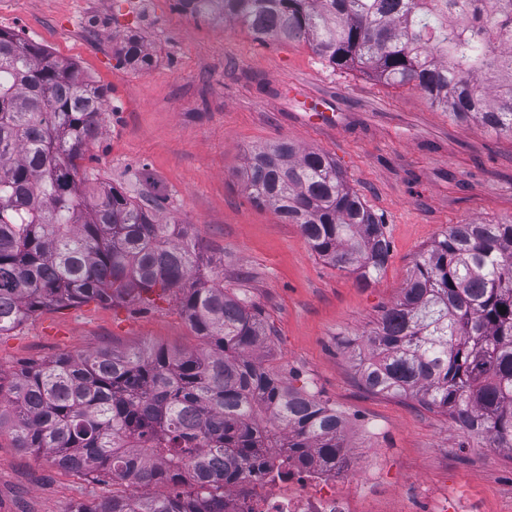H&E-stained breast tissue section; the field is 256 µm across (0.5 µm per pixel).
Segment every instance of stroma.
Returning a JSON list of instances; mask_svg holds the SVG:
<instances>
[{
    "mask_svg": "<svg viewBox=\"0 0 512 512\" xmlns=\"http://www.w3.org/2000/svg\"><path fill=\"white\" fill-rule=\"evenodd\" d=\"M0 29L75 61L109 111L84 168L132 197H164L227 292L260 310L252 356L345 415L351 448L380 449L391 493L419 482L449 508L512 512V451L466 437L417 399L368 391L351 351L401 297L418 255L449 225L512 218V139L431 107L409 86L328 66L303 43L257 41L238 22L196 19L177 0H0ZM137 35L150 69L120 61ZM288 141L333 158L380 217L392 252L370 286L319 258L298 225L255 205L247 158ZM176 302L91 300L0 334V373L112 348L195 349ZM376 426L370 434L368 426ZM112 488L0 439V512H74Z\"/></svg>",
    "mask_w": 512,
    "mask_h": 512,
    "instance_id": "35a3bbf8",
    "label": "stroma"
}]
</instances>
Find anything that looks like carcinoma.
<instances>
[{
  "mask_svg": "<svg viewBox=\"0 0 512 512\" xmlns=\"http://www.w3.org/2000/svg\"><path fill=\"white\" fill-rule=\"evenodd\" d=\"M219 11L256 39L304 41L339 69L410 85L433 106L512 137V0H178ZM122 59L152 54L129 37ZM103 87L77 63L0 29V334L50 307L173 291L195 350L63 354L4 382L0 433L13 447L121 491L75 512H224L265 448L335 464L349 443L329 403L255 361L259 310L205 272L199 241L162 223L163 198H134L81 168L101 129ZM250 198L299 226L311 250L368 286L385 270L383 222L336 161L281 142L252 153ZM505 313H500V308ZM359 362L373 393L415 397L492 448L512 450V219L451 224L415 261Z\"/></svg>",
  "mask_w": 512,
  "mask_h": 512,
  "instance_id": "1",
  "label": "carcinoma"
}]
</instances>
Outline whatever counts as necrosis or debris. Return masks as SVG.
Returning <instances> with one entry per match:
<instances>
[{
	"mask_svg": "<svg viewBox=\"0 0 512 512\" xmlns=\"http://www.w3.org/2000/svg\"><path fill=\"white\" fill-rule=\"evenodd\" d=\"M385 461L376 452L349 458L346 467L321 463L288 465L287 476L254 471L245 483L224 489V512H370L369 500L383 489ZM359 471L365 494L347 491V473Z\"/></svg>",
	"mask_w": 512,
	"mask_h": 512,
	"instance_id": "necrosis-or-debris-1",
	"label": "necrosis or debris"
}]
</instances>
